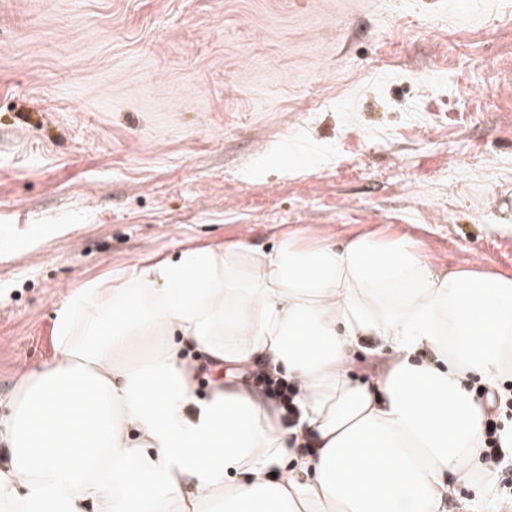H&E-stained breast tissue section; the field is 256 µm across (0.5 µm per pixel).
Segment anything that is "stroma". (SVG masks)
Masks as SVG:
<instances>
[{
  "instance_id": "35a3bbf8",
  "label": "stroma",
  "mask_w": 512,
  "mask_h": 512,
  "mask_svg": "<svg viewBox=\"0 0 512 512\" xmlns=\"http://www.w3.org/2000/svg\"><path fill=\"white\" fill-rule=\"evenodd\" d=\"M449 3L0 0V399L84 280L244 232L512 275V0Z\"/></svg>"
}]
</instances>
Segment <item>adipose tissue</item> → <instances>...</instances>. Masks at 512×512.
<instances>
[{
	"mask_svg": "<svg viewBox=\"0 0 512 512\" xmlns=\"http://www.w3.org/2000/svg\"><path fill=\"white\" fill-rule=\"evenodd\" d=\"M55 354L0 407V512H446L512 375V276L440 270L407 236L245 239L88 279ZM389 355L371 383L352 353ZM214 367L259 357L297 385L295 425ZM432 359H421L423 351Z\"/></svg>",
	"mask_w": 512,
	"mask_h": 512,
	"instance_id": "adipose-tissue-1",
	"label": "adipose tissue"
}]
</instances>
